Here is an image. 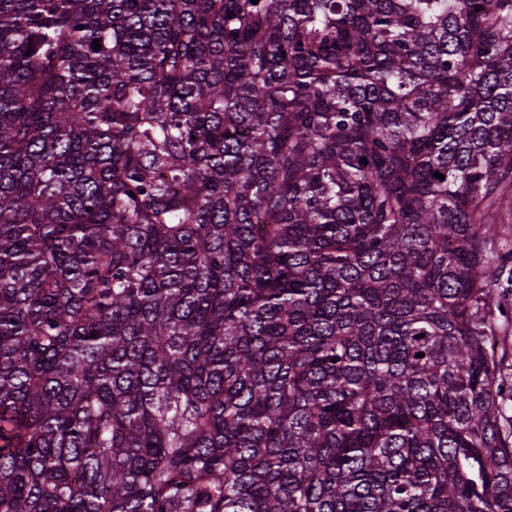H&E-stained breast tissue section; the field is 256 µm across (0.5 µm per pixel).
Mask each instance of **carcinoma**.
Segmentation results:
<instances>
[{"label": "carcinoma", "instance_id": "carcinoma-1", "mask_svg": "<svg viewBox=\"0 0 512 512\" xmlns=\"http://www.w3.org/2000/svg\"><path fill=\"white\" fill-rule=\"evenodd\" d=\"M511 222L512 0H0V512H512Z\"/></svg>", "mask_w": 512, "mask_h": 512}]
</instances>
